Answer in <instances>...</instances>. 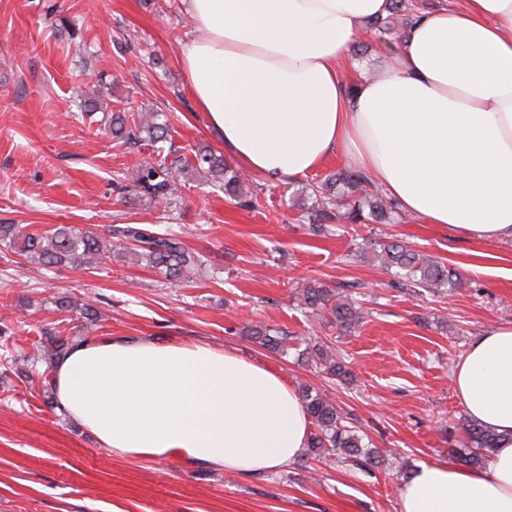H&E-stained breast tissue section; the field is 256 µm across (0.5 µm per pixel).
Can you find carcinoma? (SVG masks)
<instances>
[{"label":"carcinoma","instance_id":"obj_1","mask_svg":"<svg viewBox=\"0 0 512 512\" xmlns=\"http://www.w3.org/2000/svg\"><path fill=\"white\" fill-rule=\"evenodd\" d=\"M161 116L160 112H140L138 117L129 120L120 112H104L99 126L109 129L112 137L125 143L144 139L152 144L164 143L169 139L170 127ZM184 169L206 182L221 185L224 196L242 206H259L257 195L245 191L246 178L226 167L224 159L206 146L196 148L190 159L177 157L168 165L163 161L157 165L143 164L133 184L123 186V190L171 204L180 197L182 184L178 175ZM367 185L369 181L361 172L347 168L311 179L305 186V194L312 198L313 205L305 209L304 214L308 216L313 232H323L326 222L339 217L349 224L393 223L396 213L393 203L381 191L369 189ZM0 242L9 248L18 247L28 262L43 267L91 268L102 256L117 249L145 262V266L163 272L171 281H188L203 269L202 256L189 251L179 234L169 230L160 232L145 224H109L104 234L69 225L32 233L20 224H0ZM373 246L381 267L388 271L396 269L412 288L441 293L464 287L462 277L454 270L405 244L376 241ZM298 306L315 317L329 315L344 329L358 326L364 318L362 307L349 295L320 283L309 284L301 291ZM248 332L268 349L288 354L292 338L282 328L259 324L248 327ZM88 341L87 336H49L35 343L40 349L36 361L49 369L71 347ZM305 351L323 373L345 381L352 379L348 366L330 347L317 341ZM300 397L315 426L308 438L307 448L311 453L334 455L340 463L359 462L367 469L379 466L378 456L365 449L364 435L345 423L336 404L306 385L302 387ZM465 431L467 447L471 448L465 454L466 462L477 466L497 447L498 435L472 420L466 423Z\"/></svg>","mask_w":512,"mask_h":512}]
</instances>
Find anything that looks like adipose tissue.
<instances>
[{"mask_svg": "<svg viewBox=\"0 0 512 512\" xmlns=\"http://www.w3.org/2000/svg\"><path fill=\"white\" fill-rule=\"evenodd\" d=\"M196 31L179 63L243 169L279 181L337 155L398 208L512 241V0H436L413 13L378 75L341 68L390 0H183ZM451 381L500 436L478 470L423 464L399 512H512V326L483 332ZM59 408L129 459L243 477L294 463L310 419L278 373L205 342L114 337L55 367Z\"/></svg>", "mask_w": 512, "mask_h": 512, "instance_id": "obj_1", "label": "adipose tissue"}]
</instances>
